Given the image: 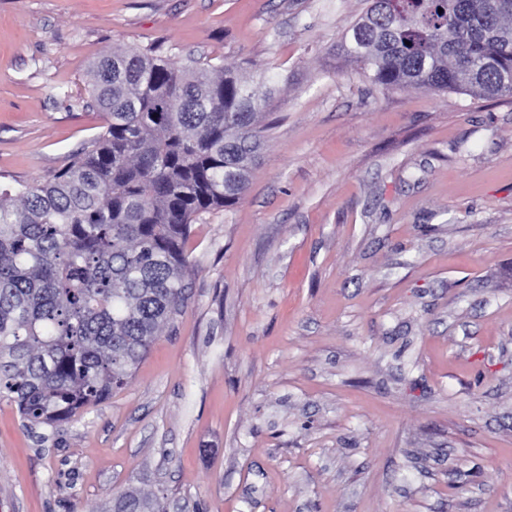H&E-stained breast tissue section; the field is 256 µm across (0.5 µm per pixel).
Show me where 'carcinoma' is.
Here are the masks:
<instances>
[{"label":"carcinoma","instance_id":"cac0c4a2","mask_svg":"<svg viewBox=\"0 0 512 512\" xmlns=\"http://www.w3.org/2000/svg\"><path fill=\"white\" fill-rule=\"evenodd\" d=\"M339 51L385 88L512 97V0H371ZM102 131L0 186V398L55 427L122 387L185 300L191 224L248 190L274 91L156 49L88 70ZM111 512H159L130 492Z\"/></svg>","mask_w":512,"mask_h":512}]
</instances>
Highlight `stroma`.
<instances>
[{
	"label": "stroma",
	"mask_w": 512,
	"mask_h": 512,
	"mask_svg": "<svg viewBox=\"0 0 512 512\" xmlns=\"http://www.w3.org/2000/svg\"><path fill=\"white\" fill-rule=\"evenodd\" d=\"M366 0H0V174L102 130L92 61L157 46L275 86L246 194L186 245L183 307L128 382L28 431L0 512H512V99L361 77ZM111 512H159L153 501L130 492H121L112 500Z\"/></svg>",
	"instance_id": "35a3bbf8"
}]
</instances>
